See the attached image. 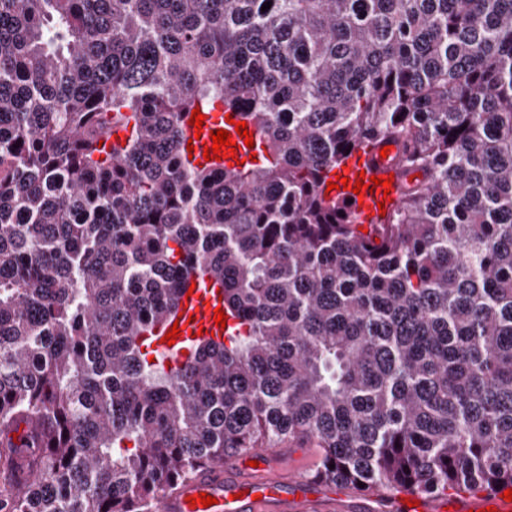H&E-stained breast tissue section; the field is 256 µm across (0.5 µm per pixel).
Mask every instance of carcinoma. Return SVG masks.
Returning a JSON list of instances; mask_svg holds the SVG:
<instances>
[{
  "label": "carcinoma",
  "mask_w": 512,
  "mask_h": 512,
  "mask_svg": "<svg viewBox=\"0 0 512 512\" xmlns=\"http://www.w3.org/2000/svg\"><path fill=\"white\" fill-rule=\"evenodd\" d=\"M216 103L260 162L184 164ZM383 143L364 224L324 186ZM192 278L237 324L166 368ZM285 444L365 491L512 485V0H0V512H149Z\"/></svg>",
  "instance_id": "carcinoma-1"
}]
</instances>
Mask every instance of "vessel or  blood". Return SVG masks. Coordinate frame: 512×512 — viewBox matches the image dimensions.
Segmentation results:
<instances>
[{"label": "vessel or blood", "mask_w": 512, "mask_h": 512, "mask_svg": "<svg viewBox=\"0 0 512 512\" xmlns=\"http://www.w3.org/2000/svg\"><path fill=\"white\" fill-rule=\"evenodd\" d=\"M219 130L232 132L236 153L235 158L221 159V166L231 168L236 160L244 159L248 147L242 135L215 110L207 113L202 129H186L187 138L194 141L195 162H202L211 133ZM384 163L375 150L353 161L344 175L354 181L362 175L377 176ZM223 304L220 289L194 290L174 315L180 328L178 344L191 342L198 333L223 336V329L216 327L213 320L215 309ZM304 456V451L291 452L281 447L245 449L197 469L173 491L160 493L154 512H345L347 498L343 487L311 482V467ZM201 493L215 497V504L190 505V498ZM417 500V506L408 512H512V501L505 499L500 489L462 492L450 498L421 494Z\"/></svg>", "instance_id": "vessel-or-blood-1"}]
</instances>
